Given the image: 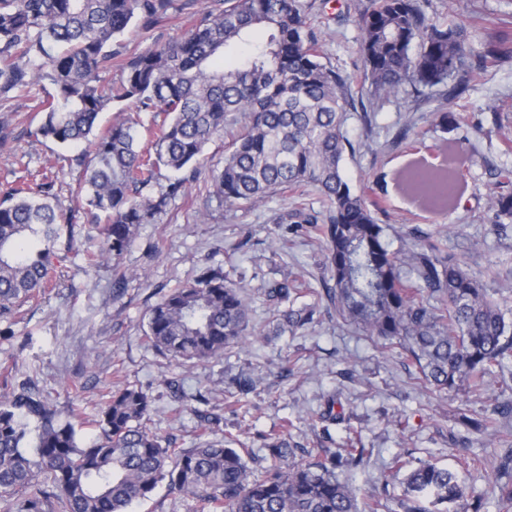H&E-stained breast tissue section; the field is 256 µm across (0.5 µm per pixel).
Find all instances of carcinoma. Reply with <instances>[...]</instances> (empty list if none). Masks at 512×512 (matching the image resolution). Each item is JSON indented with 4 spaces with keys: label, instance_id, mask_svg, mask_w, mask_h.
Instances as JSON below:
<instances>
[{
    "label": "carcinoma",
    "instance_id": "carcinoma-1",
    "mask_svg": "<svg viewBox=\"0 0 512 512\" xmlns=\"http://www.w3.org/2000/svg\"><path fill=\"white\" fill-rule=\"evenodd\" d=\"M182 37L123 56L108 46L133 23L150 29L167 17L171 0H0V101L33 83L49 89L37 104L33 135L69 147L91 148L79 195L103 236L88 266H109L122 288L120 260L137 227L156 224L169 201L185 194L206 144L224 125L244 118L239 136L214 178L224 203L256 205L275 193L316 189L323 210L297 203L290 224H309L325 245L333 285L314 302L294 308V280L266 290L280 316L274 333L294 331L325 313L355 326L384 346L398 347L417 368L415 380L439 391L481 390L494 369L512 364V318L492 300L468 264L430 235L393 250L388 225L352 187L346 155L354 152L345 124L352 103L343 93L350 76L323 62L304 0H218ZM429 0H369L360 10V53L367 94L384 99L410 84L416 97L442 100L438 126L458 133L430 158L409 160L394 174L413 205L440 214L465 192L462 152L468 125L444 104L460 98L489 67L512 62V30L503 29L475 52L462 22L428 13ZM251 44L241 58L236 51ZM118 69L120 79L106 78ZM132 101L150 124L120 120L103 134L100 114ZM176 176L165 177L161 169ZM165 179L166 184L145 192ZM55 181L26 171L0 189V322L38 296L51 281L54 247L75 212L53 203ZM490 230L512 223V191L489 196ZM287 309H281V306ZM248 308L221 267L204 270L148 311L145 342L182 360L209 362L246 335ZM153 399L122 384L109 390L81 439L74 407L58 409L34 381L0 401V512H131L164 484L195 502L194 512H378L380 500L359 506L338 470L366 464L364 448H325L296 462L285 433L267 437L264 476L253 479L233 440L199 439L174 448L148 427ZM512 413L494 402L480 430ZM402 512H482L458 475L421 463L404 478ZM500 512H512V450L494 467Z\"/></svg>",
    "mask_w": 512,
    "mask_h": 512
}]
</instances>
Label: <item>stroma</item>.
I'll use <instances>...</instances> for the list:
<instances>
[{
  "instance_id": "obj_1",
  "label": "stroma",
  "mask_w": 512,
  "mask_h": 512,
  "mask_svg": "<svg viewBox=\"0 0 512 512\" xmlns=\"http://www.w3.org/2000/svg\"><path fill=\"white\" fill-rule=\"evenodd\" d=\"M311 26L323 43L326 62L350 75L345 88L354 101L365 97L357 25L359 0H305ZM214 6L213 0H173L167 18L144 30L131 27L113 42L123 54L141 52L180 38ZM439 17L464 21L474 46L491 38L499 26L512 28V7L505 0H432ZM41 86L0 105L8 144L0 149V186L25 171H47L58 179V203L76 209L75 249L58 241L54 285L25 303L11 325L0 322V398L25 379H34L58 406L80 409L84 436L94 432L91 419L103 394L116 383L142 386L155 401L151 427L176 447H193L199 412L217 416L211 438L230 435L248 452L254 477H261L266 454L263 437L288 429L301 459L325 448L347 447L358 438L370 453L365 467L344 477L359 499L380 494L390 512L402 497V475L391 467L395 454L410 463L431 460L455 471L485 512H497L490 475L494 461L508 448L499 433L512 434V416L485 432L468 429L466 418L481 413L488 399L512 402V365L498 373L484 393L439 392L415 385L413 366L399 348H381L354 327L319 317L296 331L273 335L276 324L266 290L284 278H299L323 290L324 246L304 224L281 218L294 205L291 193H276L258 205H228L211 192L212 176L222 170L224 156L241 126L234 123L206 145L200 173L187 198L172 202L160 223L140 225L123 257L130 277L125 287L112 283L110 270H87L86 254L98 250L102 238L90 223L75 191L82 169L77 149L61 150L37 139L32 131ZM432 104L415 102L403 88L374 106L371 117L351 113L345 130L355 152L346 161L353 185L373 200L372 188L384 180L387 194L379 223L389 225L392 249L411 247L407 231L442 234L449 253L464 257L489 289H502L512 303V230L489 232L485 208L498 169L512 168L501 135L512 133V67L490 68L451 104V111L481 119L483 130L466 146L467 189L460 205L431 214L406 203L393 173L413 154V145L442 143L449 133L433 121ZM408 141H399L400 132ZM223 267L242 285L249 306V333L228 347L221 359L179 363L144 340L146 312L178 285L209 267ZM177 378L186 393L174 397L166 385ZM250 379L244 406L234 403L237 379ZM337 400L343 423L323 420L330 400Z\"/></svg>"
}]
</instances>
